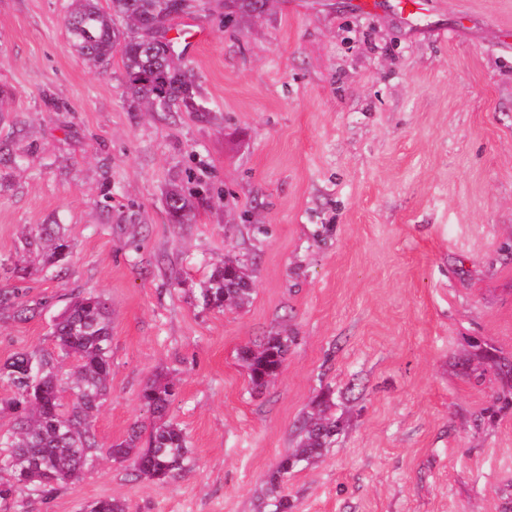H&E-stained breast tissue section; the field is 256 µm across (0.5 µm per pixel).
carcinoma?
I'll return each instance as SVG.
<instances>
[{
    "label": "carcinoma",
    "instance_id": "1",
    "mask_svg": "<svg viewBox=\"0 0 512 512\" xmlns=\"http://www.w3.org/2000/svg\"><path fill=\"white\" fill-rule=\"evenodd\" d=\"M104 9L99 0H72L66 20L70 47L94 64H104L120 48L127 93L150 104L173 102L188 112L202 111L190 76L171 66L173 39L167 37V0H109ZM166 206L177 223H182L192 203L173 186ZM46 261L57 263L70 245L58 232L47 228ZM252 288L244 265L228 260L215 267L199 288L197 301L205 308L221 310L249 302ZM8 310L23 320L36 317L39 310L19 300L16 288L0 290V311ZM54 351L21 350L0 363V378L7 379L13 395L0 401V408L15 418L12 433L0 437L5 458L23 463L39 461L51 472L62 475L57 482L30 481L46 496L62 484L80 479L84 467L98 448L91 418L107 395L112 378V320L109 305L100 295H76L52 325ZM291 337L268 336L255 349L241 352L256 391L267 387L278 375ZM72 358L74 371L63 382L59 360ZM72 391L71 404L64 406L62 392ZM176 394L175 384L157 376L143 387L140 399L155 418L146 446H140L142 427L134 425L126 438L111 445L112 459L133 458L132 473L140 479L164 483L194 468L196 460L183 429L168 417ZM339 424L325 416H309L301 426V448L282 458L265 482L264 498L275 512H288L290 503L283 485L294 467L321 455L336 435ZM89 512H127L125 503L103 498L89 506Z\"/></svg>",
    "mask_w": 512,
    "mask_h": 512
}]
</instances>
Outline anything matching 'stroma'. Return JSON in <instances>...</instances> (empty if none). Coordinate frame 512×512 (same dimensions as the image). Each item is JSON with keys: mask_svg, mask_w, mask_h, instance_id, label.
Instances as JSON below:
<instances>
[{"mask_svg": "<svg viewBox=\"0 0 512 512\" xmlns=\"http://www.w3.org/2000/svg\"><path fill=\"white\" fill-rule=\"evenodd\" d=\"M288 2L187 0L210 37L174 48L203 106L185 112L134 101L120 53L70 49V0H0V289L42 308L0 315V361L53 350L73 294L112 309L95 459L0 512H274L264 480L320 401L340 428L289 474L290 512H512V0H427L416 27L388 2ZM227 257L252 297L202 308ZM277 333L292 343L255 392L240 351ZM159 373L197 467L136 481L106 450L151 428ZM166 206L171 217L176 223H183L187 212L191 209L192 203L190 199L177 186H173L167 192ZM44 242L48 243V250L45 254V258L48 263H57L68 254V250L70 248L68 241L53 229H45Z\"/></svg>", "mask_w": 512, "mask_h": 512, "instance_id": "stroma-1", "label": "stroma"}]
</instances>
